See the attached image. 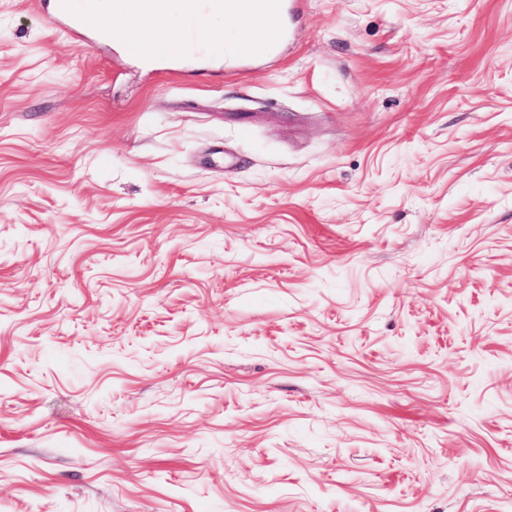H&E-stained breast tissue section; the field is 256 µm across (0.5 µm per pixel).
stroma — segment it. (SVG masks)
<instances>
[{"instance_id": "stroma-1", "label": "stroma", "mask_w": 512, "mask_h": 512, "mask_svg": "<svg viewBox=\"0 0 512 512\" xmlns=\"http://www.w3.org/2000/svg\"><path fill=\"white\" fill-rule=\"evenodd\" d=\"M0 0V512H512V0H283L151 66Z\"/></svg>"}]
</instances>
